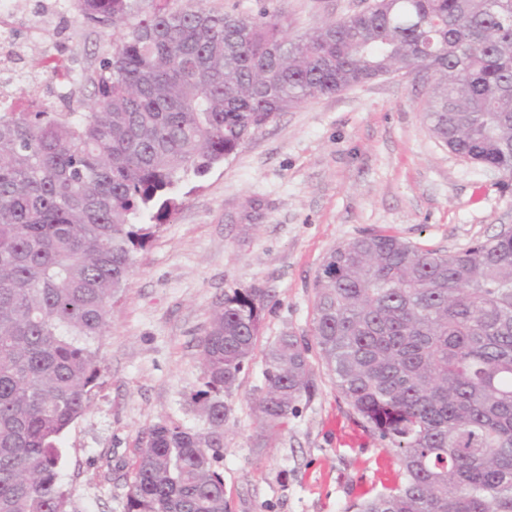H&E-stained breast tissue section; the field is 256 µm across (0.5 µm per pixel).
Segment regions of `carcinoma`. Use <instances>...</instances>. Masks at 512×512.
Segmentation results:
<instances>
[{"instance_id": "cac0c4a2", "label": "carcinoma", "mask_w": 512, "mask_h": 512, "mask_svg": "<svg viewBox=\"0 0 512 512\" xmlns=\"http://www.w3.org/2000/svg\"><path fill=\"white\" fill-rule=\"evenodd\" d=\"M119 31L92 106L0 112V512H69L61 440L90 406L99 342L134 254L190 174L309 99L430 74L433 135L512 179V0H372L295 37L278 8L69 0ZM255 290L216 303L191 394L206 427L143 432L125 512H224V425L255 352ZM313 337L337 393L394 451L397 479L353 512H512V231L448 255L368 233L315 283ZM261 427L314 388L304 337L263 354Z\"/></svg>"}]
</instances>
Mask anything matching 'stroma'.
<instances>
[{"instance_id": "1", "label": "stroma", "mask_w": 512, "mask_h": 512, "mask_svg": "<svg viewBox=\"0 0 512 512\" xmlns=\"http://www.w3.org/2000/svg\"><path fill=\"white\" fill-rule=\"evenodd\" d=\"M366 0H277L297 35ZM19 67L38 78L18 109L65 112L47 57L97 75L116 34L71 10L45 36L12 21ZM428 74L393 73L281 113L229 160L181 182L179 208L134 259L100 343L89 410L62 439L74 512H124L125 473L142 432L176 421L203 429L190 395L202 382L198 341L216 302L237 290L264 299L257 350L242 372L224 428L226 512H349L395 478L398 461L357 423L311 349L316 390L275 434L255 411L263 352L282 333L310 336L314 281L330 251L382 232L454 254L512 228V180L452 153L423 108ZM119 468L101 477V453Z\"/></svg>"}]
</instances>
